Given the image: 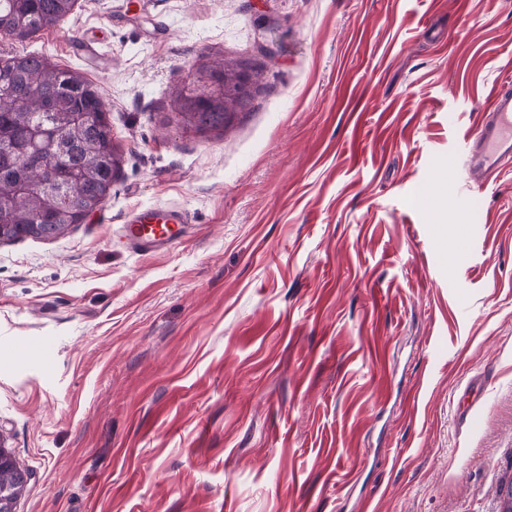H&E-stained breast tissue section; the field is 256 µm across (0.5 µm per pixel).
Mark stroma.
Masks as SVG:
<instances>
[{
    "label": "stroma",
    "instance_id": "35a3bbf8",
    "mask_svg": "<svg viewBox=\"0 0 512 512\" xmlns=\"http://www.w3.org/2000/svg\"><path fill=\"white\" fill-rule=\"evenodd\" d=\"M32 51L97 87L123 163L84 223L0 242L16 512H499L512 162L463 160L512 0H77L0 34ZM217 56L261 77L199 134L176 99ZM149 206L190 218L168 247L126 234Z\"/></svg>",
    "mask_w": 512,
    "mask_h": 512
}]
</instances>
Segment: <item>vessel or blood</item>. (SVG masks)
<instances>
[{"label": "vessel or blood", "instance_id": "1", "mask_svg": "<svg viewBox=\"0 0 512 512\" xmlns=\"http://www.w3.org/2000/svg\"><path fill=\"white\" fill-rule=\"evenodd\" d=\"M511 158L512 85L500 83L488 95L482 119L471 135L467 163L487 176ZM185 221L184 213L175 208L144 210L128 219L126 233L140 246H164L178 238Z\"/></svg>", "mask_w": 512, "mask_h": 512}]
</instances>
